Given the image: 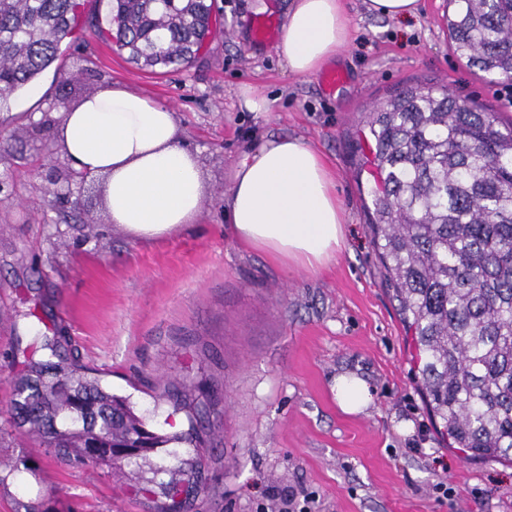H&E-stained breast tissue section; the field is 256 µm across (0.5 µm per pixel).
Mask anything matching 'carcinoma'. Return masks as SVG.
I'll return each mask as SVG.
<instances>
[{
  "label": "carcinoma",
  "mask_w": 512,
  "mask_h": 512,
  "mask_svg": "<svg viewBox=\"0 0 512 512\" xmlns=\"http://www.w3.org/2000/svg\"><path fill=\"white\" fill-rule=\"evenodd\" d=\"M113 38L142 69L187 67L217 32L215 0H110ZM450 48L512 79V0H448ZM76 0H0V100L71 37ZM375 245L419 363L431 418L474 458L512 462V126L443 86L409 85L364 113ZM46 340L3 412L75 466L115 469L170 441Z\"/></svg>",
  "instance_id": "1"
}]
</instances>
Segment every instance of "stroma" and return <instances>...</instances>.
<instances>
[{"label":"stroma","mask_w":512,"mask_h":512,"mask_svg":"<svg viewBox=\"0 0 512 512\" xmlns=\"http://www.w3.org/2000/svg\"><path fill=\"white\" fill-rule=\"evenodd\" d=\"M290 0H215L223 32L179 70L138 68L83 31L37 79V101L0 112V405L45 338L114 395L128 398L168 444L118 476L49 455L39 439L0 427V512H512V463L469 458L435 431L414 375V349L372 242L369 182L355 177L362 113L405 84L447 85L512 123V82L468 67L448 44V0H420L406 22L345 0L347 45L321 74L289 71L251 22L284 20ZM70 75L59 87L57 70ZM106 84L170 107L196 150L206 195L182 234L144 242L109 223L96 186L45 195L64 109ZM251 87L265 112L239 104ZM297 136L324 157L345 207L335 263L288 268L234 239L224 197L235 166L269 136ZM354 372L373 405L347 414L337 374ZM207 398L185 405L186 386ZM29 459L12 472L7 458ZM451 488V497L438 485ZM295 499L266 498L269 490ZM311 502H303V494Z\"/></svg>","instance_id":"obj_1"}]
</instances>
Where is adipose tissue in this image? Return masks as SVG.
<instances>
[{"label": "adipose tissue", "mask_w": 512, "mask_h": 512, "mask_svg": "<svg viewBox=\"0 0 512 512\" xmlns=\"http://www.w3.org/2000/svg\"><path fill=\"white\" fill-rule=\"evenodd\" d=\"M350 38L344 0H292L279 52L289 71L315 74ZM55 146L72 168L99 184L110 223L141 240L185 231L199 214L203 173L167 106L104 86L67 109ZM238 242L284 266L316 270L335 261L344 208L321 153L298 137L266 138L245 154L224 200ZM336 402L359 414L374 402L369 384L337 375Z\"/></svg>", "instance_id": "1"}]
</instances>
